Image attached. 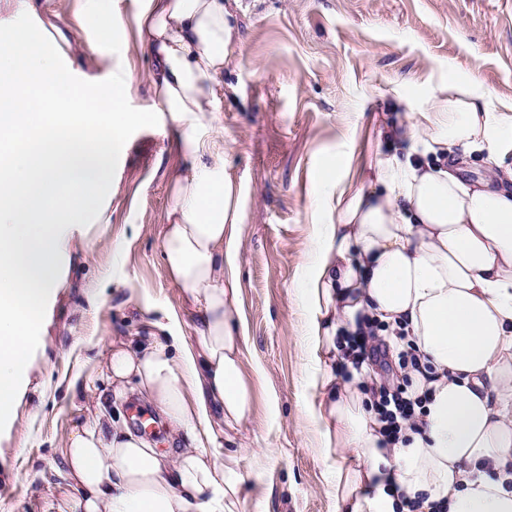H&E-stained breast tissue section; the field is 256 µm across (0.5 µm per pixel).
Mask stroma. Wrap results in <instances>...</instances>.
<instances>
[{
    "instance_id": "1",
    "label": "stroma",
    "mask_w": 512,
    "mask_h": 512,
    "mask_svg": "<svg viewBox=\"0 0 512 512\" xmlns=\"http://www.w3.org/2000/svg\"><path fill=\"white\" fill-rule=\"evenodd\" d=\"M239 36L224 67L215 118L226 172L239 189L246 246L239 260L247 366L260 368L239 446V512H336L325 449L309 416L321 392L304 335L305 288L323 198L347 165L372 163L374 128L399 120L398 97L425 105L444 71L480 79L512 103V0H230ZM29 14L70 41L64 59L87 81L133 69L129 103L156 110L149 55L133 42L98 41L79 0H0V24ZM192 156L168 116L135 132L89 226L65 230L61 284L48 302L15 417L0 433V512H47L62 496L61 445L106 383L89 359L116 339L172 318L187 341L199 326L161 255L172 180Z\"/></svg>"
}]
</instances>
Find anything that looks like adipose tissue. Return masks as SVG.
<instances>
[{
	"label": "adipose tissue",
	"instance_id": "adipose-tissue-1",
	"mask_svg": "<svg viewBox=\"0 0 512 512\" xmlns=\"http://www.w3.org/2000/svg\"><path fill=\"white\" fill-rule=\"evenodd\" d=\"M226 0H139L136 43L153 60L160 111L195 156L175 177L162 258L201 327L116 341L104 352L114 395L135 388L167 421L173 450L151 446L123 417L95 414L62 443L71 482L64 512H237L240 478L224 430L247 421L254 395L242 360L239 194L224 170L214 107L238 33ZM374 164L328 191L334 222L316 227L307 328L312 412L336 451L337 512H512V167L499 149L512 105L476 79L442 77L428 104L397 101ZM483 150L489 175L468 184L457 152ZM382 321L413 349L406 368L423 397L415 425L385 441L367 368L339 382L344 337Z\"/></svg>",
	"mask_w": 512,
	"mask_h": 512
}]
</instances>
